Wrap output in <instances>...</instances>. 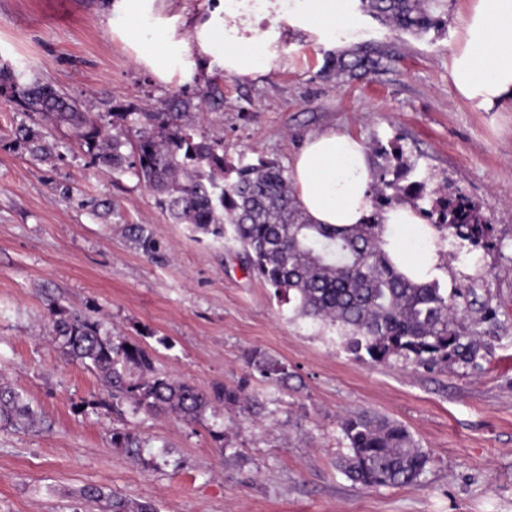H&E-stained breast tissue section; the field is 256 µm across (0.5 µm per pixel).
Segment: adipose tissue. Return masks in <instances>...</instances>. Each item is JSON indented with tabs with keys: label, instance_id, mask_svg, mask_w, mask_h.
<instances>
[{
	"label": "adipose tissue",
	"instance_id": "1",
	"mask_svg": "<svg viewBox=\"0 0 512 512\" xmlns=\"http://www.w3.org/2000/svg\"><path fill=\"white\" fill-rule=\"evenodd\" d=\"M355 0H266L261 11L242 14L241 0L198 21L191 38L178 27L176 0H114L112 32L135 61L163 81L191 79L198 60H222L227 74L269 72L276 52L261 33L262 21L286 19L289 27L325 46L337 29L353 28ZM462 39L450 75L457 93L481 108L512 97V0H471L461 21ZM290 180L311 223L349 227L373 211V168L358 137L329 129L306 136L295 154ZM383 248L395 268L417 283L439 277L444 248L439 230L407 203L382 214Z\"/></svg>",
	"mask_w": 512,
	"mask_h": 512
}]
</instances>
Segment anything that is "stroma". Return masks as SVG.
Listing matches in <instances>:
<instances>
[{
  "instance_id": "1",
  "label": "stroma",
  "mask_w": 512,
  "mask_h": 512,
  "mask_svg": "<svg viewBox=\"0 0 512 512\" xmlns=\"http://www.w3.org/2000/svg\"><path fill=\"white\" fill-rule=\"evenodd\" d=\"M469 0H439L438 27L396 32L367 12L336 33L391 60L378 75L336 79L328 49L286 21L278 58L262 76L211 62L192 81L158 80L112 34L110 0H0V65L28 61L42 81L97 112H163L174 94L204 101L198 135L231 161L289 166L304 138L337 128L361 138L374 167L404 163L424 182L423 208L464 193L492 227L490 248L449 246L441 287L464 291L481 318L480 367L427 369L397 359L358 361L334 330L248 274L240 247L174 224L132 173L93 167L78 147L35 160L15 140L37 116L0 100V383L37 412L30 429L0 427V512H102L82 492L101 487L158 512H512V101L478 108L456 91L452 54ZM397 144L401 159L380 153ZM117 214L98 218L91 200ZM164 248L153 260L128 227ZM93 312L103 332L152 350L156 368L208 392L243 386L247 402L195 421L112 408L98 374L68 357L54 321ZM491 319H484V312ZM261 351L287 364L280 385L250 373ZM352 411L403 424L430 456L417 482L370 489L339 466V427ZM128 430L138 454L112 441ZM232 438L235 452L225 453Z\"/></svg>"
}]
</instances>
